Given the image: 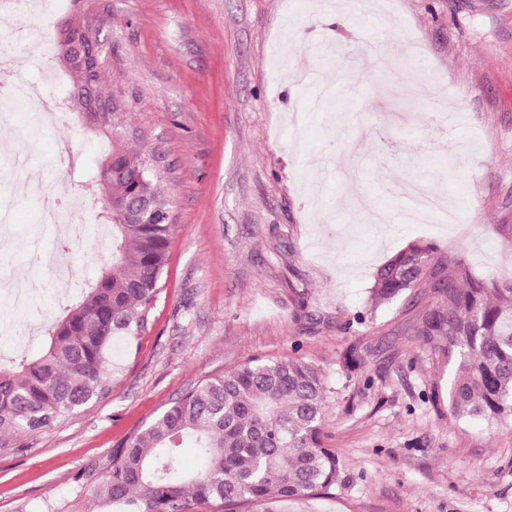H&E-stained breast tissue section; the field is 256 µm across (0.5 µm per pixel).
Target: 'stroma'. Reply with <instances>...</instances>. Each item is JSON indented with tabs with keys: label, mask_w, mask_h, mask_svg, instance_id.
I'll return each mask as SVG.
<instances>
[{
	"label": "stroma",
	"mask_w": 512,
	"mask_h": 512,
	"mask_svg": "<svg viewBox=\"0 0 512 512\" xmlns=\"http://www.w3.org/2000/svg\"><path fill=\"white\" fill-rule=\"evenodd\" d=\"M110 86L171 168L176 234L147 329L112 341L113 387L97 406L0 448V512H106L93 488L112 451L201 380L252 356L298 357L332 388L324 440L345 481L329 499L270 498L249 512H512V425L448 415L447 361L418 334L427 298L381 305L377 267L409 241L512 277V0H98ZM69 145L68 172L49 158ZM105 145L44 129L0 157V276L41 289L0 299V355L96 280L83 239L60 254L23 185L104 206L87 179ZM423 181L457 214L398 223L389 182ZM356 349L361 366L347 368Z\"/></svg>",
	"instance_id": "obj_1"
}]
</instances>
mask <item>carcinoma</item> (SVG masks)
Returning <instances> with one entry per match:
<instances>
[{"label": "carcinoma", "instance_id": "obj_1", "mask_svg": "<svg viewBox=\"0 0 512 512\" xmlns=\"http://www.w3.org/2000/svg\"><path fill=\"white\" fill-rule=\"evenodd\" d=\"M81 13L58 24L56 60L71 80L68 105L84 116L109 112L122 134L111 164L91 172L111 226L101 277L45 329L42 352L11 369L0 364V447L53 427L112 393V340L137 338L162 288L173 234L170 210L152 168V151L129 147L131 103L108 88L100 29L78 31ZM429 289L419 335L454 368L448 415L512 423V278L476 275L460 257H438L413 240L374 276L379 302ZM329 389L298 358L250 357L188 389L112 451L96 495L116 512H243L270 497L320 499L342 485L336 453L323 440ZM196 449L194 468L182 449Z\"/></svg>", "mask_w": 512, "mask_h": 512}]
</instances>
